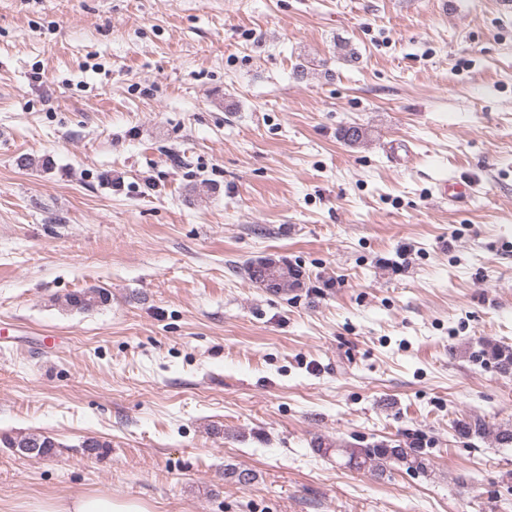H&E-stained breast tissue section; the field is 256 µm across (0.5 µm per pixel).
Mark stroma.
<instances>
[{"instance_id":"obj_1","label":"stroma","mask_w":512,"mask_h":512,"mask_svg":"<svg viewBox=\"0 0 512 512\" xmlns=\"http://www.w3.org/2000/svg\"><path fill=\"white\" fill-rule=\"evenodd\" d=\"M267 257L302 287H256ZM488 342L512 346L498 0H0V436L57 444H0V512H512V447L458 433L512 427ZM109 295L104 288H89L67 295L64 304L72 309L90 310L96 306L107 304L110 300ZM0 442L30 458L49 457L57 448L56 442L51 437L40 433H27L17 437L4 435L0 437ZM338 447V448H337ZM343 447V448H341ZM401 445L388 447L384 444L357 447L352 445H336V454L346 459V464L358 469L368 468L371 471L383 473L389 461L405 462L409 468L424 471L427 468L426 459L420 456L418 450ZM36 512H147L140 504L96 494L67 501L46 502Z\"/></svg>"}]
</instances>
